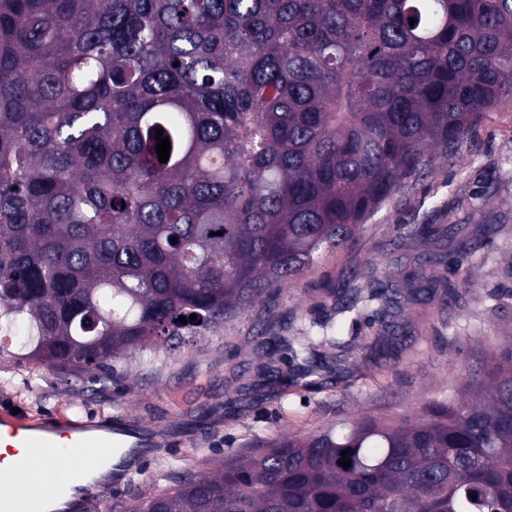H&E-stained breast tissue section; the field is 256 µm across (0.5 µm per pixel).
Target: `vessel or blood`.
I'll list each match as a JSON object with an SVG mask.
<instances>
[{"label":"vessel or blood","instance_id":"vessel-or-blood-1","mask_svg":"<svg viewBox=\"0 0 512 512\" xmlns=\"http://www.w3.org/2000/svg\"><path fill=\"white\" fill-rule=\"evenodd\" d=\"M0 426L5 428L12 447L25 451L18 465L0 469V512H35V502L77 487L78 477L88 470L112 465L123 468L128 456L145 443L121 419L115 420L107 432L89 417L57 428L5 416L0 418ZM61 436L69 439L68 448H58Z\"/></svg>","mask_w":512,"mask_h":512}]
</instances>
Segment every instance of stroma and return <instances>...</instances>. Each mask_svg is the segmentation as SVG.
<instances>
[{
	"mask_svg": "<svg viewBox=\"0 0 512 512\" xmlns=\"http://www.w3.org/2000/svg\"><path fill=\"white\" fill-rule=\"evenodd\" d=\"M421 224L492 226L464 270L459 303L409 305L388 353L355 352L340 374L320 373L283 387L258 375L259 323L278 317L304 336L322 316L328 292L351 283L365 264L380 270L436 252L414 237ZM512 341V107L486 113L455 162L435 166L372 216L349 249L323 256L298 283L275 293L224 328L202 331L179 348L160 345L114 364V374L80 377L43 367L28 374L0 355V414L52 424L75 410L106 421L129 419L166 451L129 466L123 490L99 497L89 512H127L133 498L171 484L173 468L208 475L226 456L276 437L306 435L336 422L382 413L411 414L432 401L467 396L469 382L495 347Z\"/></svg>",
	"mask_w": 512,
	"mask_h": 512,
	"instance_id": "1",
	"label": "stroma"
}]
</instances>
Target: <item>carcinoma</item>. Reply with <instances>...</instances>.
Segmentation results:
<instances>
[{
  "label": "carcinoma",
  "mask_w": 512,
  "mask_h": 512,
  "mask_svg": "<svg viewBox=\"0 0 512 512\" xmlns=\"http://www.w3.org/2000/svg\"><path fill=\"white\" fill-rule=\"evenodd\" d=\"M508 99L512 0H0V341L80 377L216 329L349 246ZM485 231L368 265L302 343L259 325L258 371L387 351L345 324L458 295ZM471 388L178 471L128 512H512L511 344Z\"/></svg>",
  "instance_id": "cac0c4a2"
}]
</instances>
